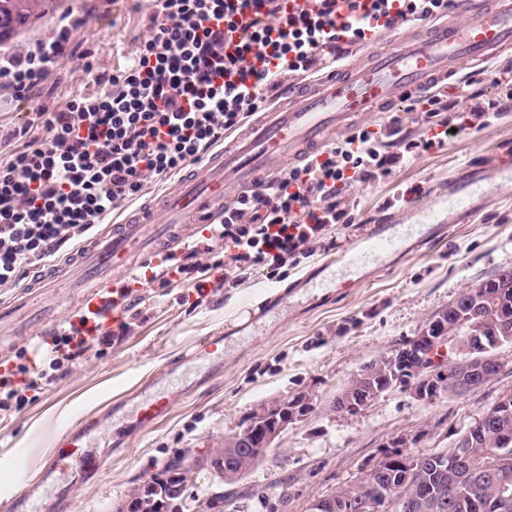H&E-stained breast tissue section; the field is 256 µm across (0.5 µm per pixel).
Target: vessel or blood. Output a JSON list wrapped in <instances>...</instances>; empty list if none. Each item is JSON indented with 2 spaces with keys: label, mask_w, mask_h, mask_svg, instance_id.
Masks as SVG:
<instances>
[{
  "label": "vessel or blood",
  "mask_w": 512,
  "mask_h": 512,
  "mask_svg": "<svg viewBox=\"0 0 512 512\" xmlns=\"http://www.w3.org/2000/svg\"><path fill=\"white\" fill-rule=\"evenodd\" d=\"M456 3L460 19L455 24L433 26L425 38L405 37L384 50L369 46L367 67L329 73L320 78L317 92L281 87V95L293 100L287 111L266 113L232 147L200 162L197 174L176 181L162 197L161 216L137 212L84 242L76 268L51 280V287L88 289L81 313L100 319L118 315L125 306L121 292L126 285L161 264L172 251H191L199 230L221 220L225 185L246 188L286 157L306 161L326 147L330 133L351 127L356 118L403 102L432 77L490 61L504 48H512V0ZM487 180L483 168L470 167L467 179L448 190L449 210L465 211L468 193L484 190ZM409 205L419 212L417 224L406 231L396 224L369 225L341 245L335 260L323 261L304 274L300 287L325 295L331 286V268L378 272L415 245L447 239L448 227L435 213L421 209L415 197ZM169 408L168 398L149 399L142 402L137 418L152 423Z\"/></svg>",
  "instance_id": "vessel-or-blood-1"
}]
</instances>
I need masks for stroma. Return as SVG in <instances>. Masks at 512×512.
<instances>
[{
    "mask_svg": "<svg viewBox=\"0 0 512 512\" xmlns=\"http://www.w3.org/2000/svg\"><path fill=\"white\" fill-rule=\"evenodd\" d=\"M86 5L89 16L78 41L93 50L98 71L123 69L148 33L145 8L140 0ZM47 86L59 110L73 96L98 90L89 75L68 64L54 71ZM479 88L484 101L500 104L498 119L352 188L345 200L348 223L328 228L326 247L297 257L282 278L257 270L202 298L182 285L150 284L142 313L121 342L93 347L50 383L26 391L21 408L0 411V445L25 452L31 464L20 485L0 457V512H28L23 495L29 484L46 512H118L132 489L180 456L192 465L184 512H215L219 491L234 495L224 512H307L315 500L359 484L393 439H405L408 453L419 457L452 447L500 395L512 391L511 342L492 350L499 371L466 394L423 401L400 384L353 415L329 405L363 364L416 336L466 288L512 269V181L491 184L467 213L449 216L446 241L416 248L388 271L343 277L341 288L323 297L290 292L289 285L336 257L340 245L366 225L409 223L408 209L387 208L388 200L417 190L444 198L449 176H464L472 165L512 172V82L497 81L488 71ZM247 300L262 311L245 325L240 308ZM210 336L224 339L216 365L206 372L187 368L185 358ZM301 391L312 397L313 412L290 426L240 481L224 483L196 464V449L222 443L253 409ZM158 392L170 394L169 414L139 425L133 418L137 404ZM81 427L92 430L101 471L82 466L67 443L69 432ZM49 455L63 460L51 475L39 466ZM258 490L266 492L267 505L258 503Z\"/></svg>",
    "mask_w": 512,
    "mask_h": 512,
    "instance_id": "stroma-1",
    "label": "stroma"
}]
</instances>
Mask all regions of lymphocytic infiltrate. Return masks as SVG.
<instances>
[{"label": "lymphocytic infiltrate", "instance_id": "lymphocytic-infiltrate-1", "mask_svg": "<svg viewBox=\"0 0 512 512\" xmlns=\"http://www.w3.org/2000/svg\"><path fill=\"white\" fill-rule=\"evenodd\" d=\"M148 0L149 35L123 70H94L93 54L77 41L82 11L58 16L47 38L24 50L0 44V88L38 106L11 138L21 149L0 160V286L22 279L83 237L144 186L163 183L198 162L221 133L267 110L285 79L335 66L363 41L371 19L395 29L447 14L454 0ZM74 64L100 91L70 100L56 112L43 105L46 81ZM494 103L457 109L436 94L423 102L427 136L421 151L443 146L450 130L488 126ZM402 131L392 117L386 131L363 128L327 146L318 160L280 170L241 192L200 246L172 262L159 285L196 292L237 285L255 270L279 275L289 260L312 254L326 228L343 223L349 188L389 175L397 158L382 152L383 135ZM223 258H213L215 242ZM130 311L112 327L77 325L53 333L47 369L19 365L0 374V411L23 402L49 371L127 335Z\"/></svg>", "mask_w": 512, "mask_h": 512}]
</instances>
